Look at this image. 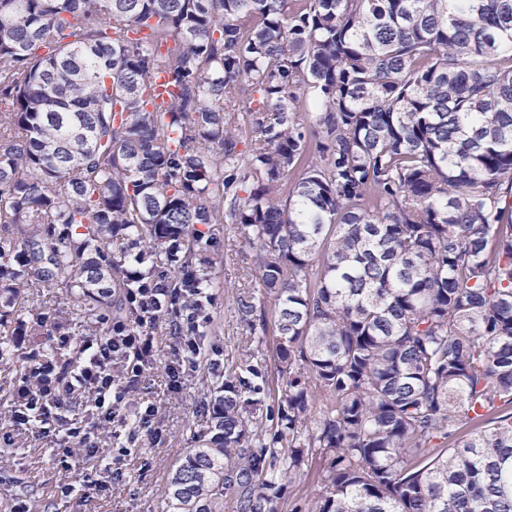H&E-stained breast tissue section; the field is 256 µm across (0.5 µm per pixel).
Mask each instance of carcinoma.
I'll use <instances>...</instances> for the list:
<instances>
[{"mask_svg":"<svg viewBox=\"0 0 512 512\" xmlns=\"http://www.w3.org/2000/svg\"><path fill=\"white\" fill-rule=\"evenodd\" d=\"M0 102V363L38 288L219 287L224 222L278 301L276 388L224 372L162 512L316 462L295 512H512V0H0Z\"/></svg>","mask_w":512,"mask_h":512,"instance_id":"carcinoma-1","label":"carcinoma"}]
</instances>
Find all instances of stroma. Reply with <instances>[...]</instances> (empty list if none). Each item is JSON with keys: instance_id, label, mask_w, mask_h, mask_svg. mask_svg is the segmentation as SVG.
Returning <instances> with one entry per match:
<instances>
[{"instance_id": "35a3bbf8", "label": "stroma", "mask_w": 512, "mask_h": 512, "mask_svg": "<svg viewBox=\"0 0 512 512\" xmlns=\"http://www.w3.org/2000/svg\"><path fill=\"white\" fill-rule=\"evenodd\" d=\"M209 256L213 261L210 272L223 289L216 294L211 322L198 339L202 357L188 372L182 389L171 392L166 387L165 365L173 356L175 340L164 323L155 330L158 355L150 368L136 378L125 375L121 367L112 370L116 382L128 389L132 404L151 400L158 406V434H143L125 456L113 453L111 435L100 439L99 451L110 467L103 473V480L111 481V472L116 469L122 472V481L113 483L107 491L85 485L86 475L92 472L88 464L82 462L71 471H63L45 440L34 432L14 429L9 407L0 406V436L8 434L13 439L12 445L0 446V512H17L19 507L30 506L27 492L31 489L48 500L49 512H160L172 466L186 449L195 447V436L206 425L199 401L206 390L223 381L225 368L254 352L269 382H276L273 334L251 332L237 317L236 296L256 289L257 274L253 252L244 244L236 225L226 223L216 231ZM89 332L83 318L74 316L40 340L52 344L61 333L75 340ZM40 340L27 332L13 337L16 358L0 366V383L14 388L24 373V357ZM69 481L80 490L62 495L59 487Z\"/></svg>"}]
</instances>
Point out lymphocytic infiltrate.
<instances>
[{
    "label": "lymphocytic infiltrate",
    "instance_id": "1",
    "mask_svg": "<svg viewBox=\"0 0 512 512\" xmlns=\"http://www.w3.org/2000/svg\"><path fill=\"white\" fill-rule=\"evenodd\" d=\"M132 301L142 312L139 321L132 324L103 318L100 333L81 339V362L72 378H64L43 352L34 351L28 356L25 377L14 388L18 399L15 422L39 428L43 437L58 448L62 466H69L77 453L88 461L97 459L96 431L110 428L121 417L126 400L125 389L112 375V364L132 357L137 361L135 373H142L154 355L153 331L160 320L174 319L175 338L182 351L177 362L168 367L172 381H179L181 372L193 368L201 354L196 338L210 320L208 307L212 300L207 289H192L190 300L181 303L172 289L143 288ZM77 392L93 397L94 425L73 418L70 398Z\"/></svg>",
    "mask_w": 512,
    "mask_h": 512
}]
</instances>
